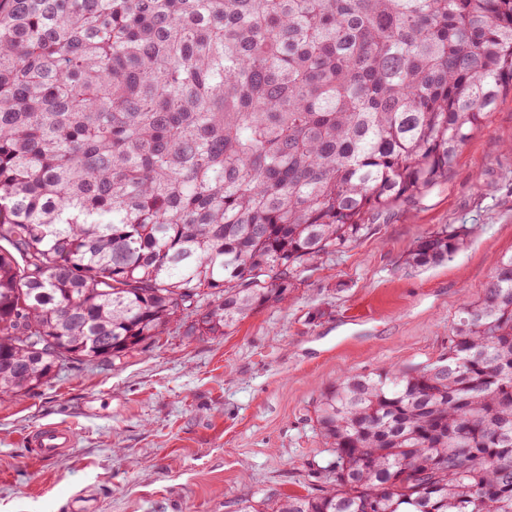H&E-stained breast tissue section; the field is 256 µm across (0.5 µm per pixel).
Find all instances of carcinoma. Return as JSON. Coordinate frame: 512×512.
<instances>
[{
    "label": "carcinoma",
    "instance_id": "cac0c4a2",
    "mask_svg": "<svg viewBox=\"0 0 512 512\" xmlns=\"http://www.w3.org/2000/svg\"><path fill=\"white\" fill-rule=\"evenodd\" d=\"M509 92L512 0H0V392L286 302ZM313 414L334 486L276 512H512V255L445 358Z\"/></svg>",
    "mask_w": 512,
    "mask_h": 512
}]
</instances>
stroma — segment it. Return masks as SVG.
I'll list each match as a JSON object with an SVG mask.
<instances>
[{"instance_id": "obj_1", "label": "stroma", "mask_w": 512, "mask_h": 512, "mask_svg": "<svg viewBox=\"0 0 512 512\" xmlns=\"http://www.w3.org/2000/svg\"><path fill=\"white\" fill-rule=\"evenodd\" d=\"M471 230L447 262L408 270L422 237ZM512 254V94L448 174L314 264L287 303L221 336L171 328L140 351L75 364L42 388L0 399V512H276L318 493L329 457L311 420L320 393L348 374L424 368L448 354L464 299ZM62 423L75 444L44 461L29 442Z\"/></svg>"}]
</instances>
